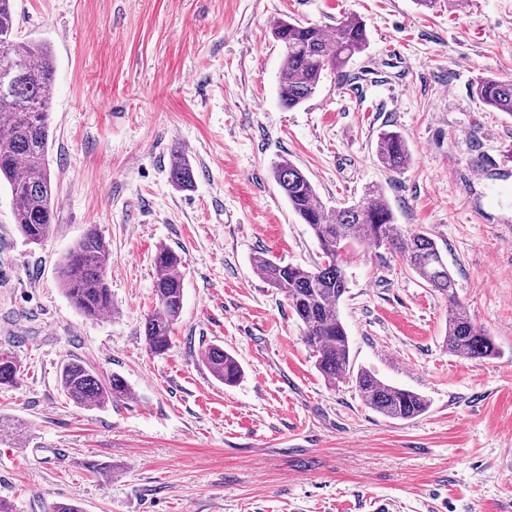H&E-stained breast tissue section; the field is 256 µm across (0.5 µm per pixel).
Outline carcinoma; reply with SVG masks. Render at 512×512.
<instances>
[{"instance_id":"carcinoma-1","label":"carcinoma","mask_w":512,"mask_h":512,"mask_svg":"<svg viewBox=\"0 0 512 512\" xmlns=\"http://www.w3.org/2000/svg\"><path fill=\"white\" fill-rule=\"evenodd\" d=\"M272 29L282 50L279 103L286 110L310 99L326 71L345 67L368 43L366 24L355 16H347L328 29L279 19ZM0 73V185L8 186L15 201L14 220L21 235L39 244L52 229L57 197L48 148L56 68L46 43L18 37L14 0H0ZM472 94L484 106L512 117V80L483 78L474 84ZM411 158L400 132L385 130L380 134L377 159L383 167L398 172ZM169 178L180 190L194 185L193 167L179 150L169 167ZM274 178L288 206L312 229L322 262L310 267L283 264L262 252L255 254L252 262L266 284L285 295L303 325L302 341L316 358L323 377L354 382L363 403L392 420H411L429 409L421 394L388 384L369 369L352 366L339 305L347 292L340 256L353 244L383 247L399 254L427 287L448 298L445 342L450 353L468 360L497 355L492 336L457 302L455 280L435 239L423 229L403 231L382 188H369L353 205L329 208L292 162H278ZM111 263L109 245L93 229L60 261L59 279L65 295L87 317L97 318L112 309L106 275ZM154 265V308L145 318L143 333L150 353L160 356L170 349V332L183 306L184 278L180 255L166 245L156 249ZM200 360L227 386L237 384L244 375L239 360L218 345L205 348ZM19 369L13 353L0 351V387L13 385ZM57 381L63 395L82 408L101 407L129 394L122 376L114 373L104 378L77 359L61 363Z\"/></svg>"}]
</instances>
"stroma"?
I'll list each match as a JSON object with an SVG mask.
<instances>
[{
	"instance_id": "1",
	"label": "stroma",
	"mask_w": 512,
	"mask_h": 512,
	"mask_svg": "<svg viewBox=\"0 0 512 512\" xmlns=\"http://www.w3.org/2000/svg\"><path fill=\"white\" fill-rule=\"evenodd\" d=\"M20 37L49 44L57 72L49 136L52 231L28 243L0 187V350L20 371L0 388V498L17 512H512V117L471 85L512 80V0H15ZM290 17L366 24V50L286 110L272 34ZM404 136L395 173L378 135ZM195 186L169 181L174 150ZM289 160L330 207L383 187L398 224L432 234L456 296L497 357L444 343L448 302L397 253L344 252L340 303L354 367L422 394L391 420L348 381L325 380L284 294L251 259L321 260L273 168ZM112 247V312L82 316L57 267L88 229ZM184 262L171 348L151 354L154 254ZM218 345L244 376L217 381ZM121 375L128 398L75 406L61 362ZM111 467L91 473L90 464ZM412 154L400 132L384 130L379 136L377 159L388 170H404L411 162ZM201 363L210 374L227 386L237 384L244 375L239 360L229 351L218 345H211L200 354Z\"/></svg>"
}]
</instances>
